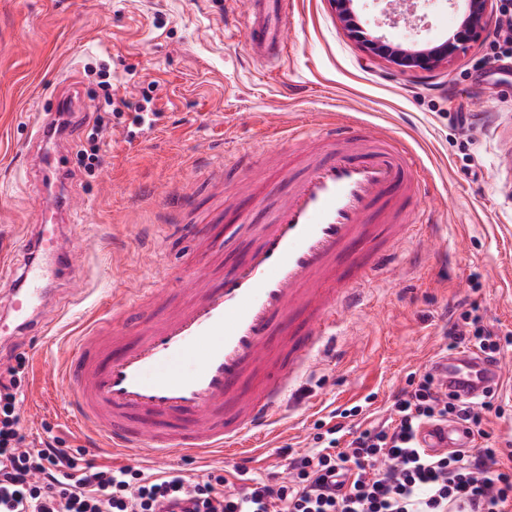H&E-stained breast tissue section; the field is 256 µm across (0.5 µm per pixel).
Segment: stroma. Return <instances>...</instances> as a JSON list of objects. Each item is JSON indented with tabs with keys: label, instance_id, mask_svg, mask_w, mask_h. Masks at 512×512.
I'll return each mask as SVG.
<instances>
[{
	"label": "stroma",
	"instance_id": "obj_1",
	"mask_svg": "<svg viewBox=\"0 0 512 512\" xmlns=\"http://www.w3.org/2000/svg\"><path fill=\"white\" fill-rule=\"evenodd\" d=\"M463 8L462 0L355 4L366 31L417 47L439 42ZM244 26L243 0H0V252L32 227L29 120L47 97L67 87L92 107L88 72L103 64L115 96L135 103L150 95L161 113L147 137L129 143L123 135L136 132V113L124 111L99 142L102 166L88 174L69 164L67 189L86 203L82 256L57 285L69 310L50 334L15 337L9 351L0 346V376L26 359L17 408L30 438L52 433L92 445L89 433L65 422V390L49 394L33 382L36 361L59 369L71 350L67 336L87 310L147 283L159 288L155 315L178 301L167 265L193 266L197 244L163 223L159 200L184 192L193 205L188 223L223 230L233 214L210 194L207 168L229 152L242 167L225 172L224 197L261 223L283 191L276 171L296 165L274 129L340 113L416 150L430 192L411 209L438 210L447 256L422 253L411 239L399 246V274L370 283L364 305L336 325L337 339L356 337L357 350L322 352L292 406L257 440L253 475L278 463L279 448L313 447L318 423L336 407L364 404L370 419L387 417L408 373L445 355L462 304L512 330V98L478 79L496 65L512 71V57L492 59L502 35L484 36L421 80L363 52L328 0H293L288 56L272 70L249 56ZM460 111L470 113V126L458 125ZM242 113L251 119L241 127Z\"/></svg>",
	"mask_w": 512,
	"mask_h": 512
}]
</instances>
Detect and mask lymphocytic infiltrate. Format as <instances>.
Returning a JSON list of instances; mask_svg holds the SVG:
<instances>
[{
  "label": "lymphocytic infiltrate",
  "instance_id": "obj_1",
  "mask_svg": "<svg viewBox=\"0 0 512 512\" xmlns=\"http://www.w3.org/2000/svg\"><path fill=\"white\" fill-rule=\"evenodd\" d=\"M101 87L93 111L61 123L66 131L85 127L90 149L79 164L89 172L101 165L97 143L112 126V84ZM448 334L452 348L488 357L512 348V333L471 310L460 313ZM407 382L385 421L351 430L345 419L362 409H342L340 423L315 435V448L291 453L283 471L256 479L243 461L220 474L149 473L86 461L84 448H71L60 436L29 446L16 410L21 379L13 369L0 377V512H512V440L490 445L485 428L487 413L503 415V405L491 397L458 398L432 368ZM445 422L464 425L479 448H421V430Z\"/></svg>",
  "mask_w": 512,
  "mask_h": 512
}]
</instances>
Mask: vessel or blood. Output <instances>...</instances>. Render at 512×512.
I'll use <instances>...</instances> for the list:
<instances>
[{
    "label": "vessel or blood",
    "instance_id": "1",
    "mask_svg": "<svg viewBox=\"0 0 512 512\" xmlns=\"http://www.w3.org/2000/svg\"><path fill=\"white\" fill-rule=\"evenodd\" d=\"M290 0H246L250 56L276 65L288 54ZM64 101L51 98L30 126L43 178L33 183L36 227L23 242L28 257L0 275L12 283L0 335L50 332L45 309L53 282L79 258V199L68 195L61 139L45 130ZM306 155L287 190L244 255L211 281L206 266L178 275L185 299L160 319L149 313L152 285L125 300L94 307L74 331L72 352L57 372L69 419L91 430L97 446L126 454L147 450L169 461L191 454L236 463L252 437L273 424L281 405L324 349L339 319L360 304L364 285L396 269L393 252L415 237L430 249L441 240L435 212L410 220L409 203L426 188L424 165L404 140L381 135L351 115L319 131L288 128ZM437 371L468 398L502 392L504 363L453 352ZM426 449L465 448L456 424L425 428Z\"/></svg>",
    "mask_w": 512,
    "mask_h": 512
}]
</instances>
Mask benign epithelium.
I'll use <instances>...</instances> for the list:
<instances>
[{"instance_id":"benign-epithelium-1","label":"benign epithelium","mask_w":512,"mask_h":512,"mask_svg":"<svg viewBox=\"0 0 512 512\" xmlns=\"http://www.w3.org/2000/svg\"><path fill=\"white\" fill-rule=\"evenodd\" d=\"M354 2L331 0L336 17L348 36L361 43L368 54L386 60L393 69L400 72H431L450 63L457 55L465 52L470 44L480 39L486 31L493 9L512 4V0H468L462 26L453 36L439 44L416 48L363 31L355 20Z\"/></svg>"}]
</instances>
